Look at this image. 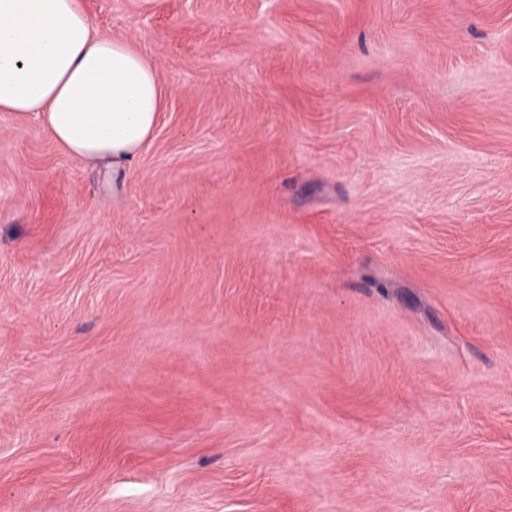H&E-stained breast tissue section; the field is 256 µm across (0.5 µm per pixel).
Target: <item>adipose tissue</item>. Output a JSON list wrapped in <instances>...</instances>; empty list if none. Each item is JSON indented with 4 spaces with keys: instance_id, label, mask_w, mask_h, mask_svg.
Returning <instances> with one entry per match:
<instances>
[{
    "instance_id": "obj_1",
    "label": "adipose tissue",
    "mask_w": 512,
    "mask_h": 512,
    "mask_svg": "<svg viewBox=\"0 0 512 512\" xmlns=\"http://www.w3.org/2000/svg\"><path fill=\"white\" fill-rule=\"evenodd\" d=\"M165 106L157 68L98 33L81 0H0V112L41 119L71 156L123 162L148 146Z\"/></svg>"
}]
</instances>
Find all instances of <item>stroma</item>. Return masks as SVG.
Returning a JSON list of instances; mask_svg holds the SVG:
<instances>
[{"mask_svg": "<svg viewBox=\"0 0 512 512\" xmlns=\"http://www.w3.org/2000/svg\"><path fill=\"white\" fill-rule=\"evenodd\" d=\"M83 2L166 108L0 112V512H512V0Z\"/></svg>", "mask_w": 512, "mask_h": 512, "instance_id": "1", "label": "stroma"}]
</instances>
